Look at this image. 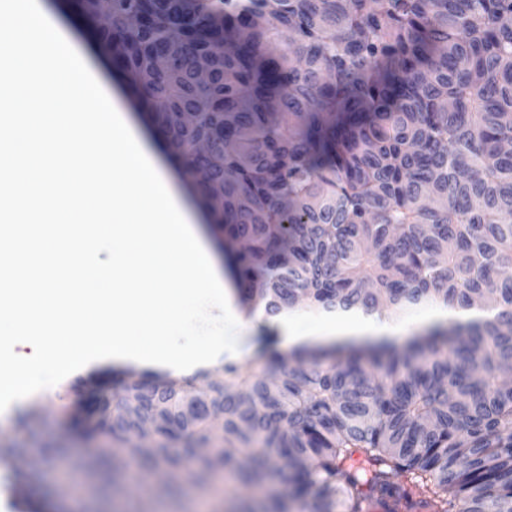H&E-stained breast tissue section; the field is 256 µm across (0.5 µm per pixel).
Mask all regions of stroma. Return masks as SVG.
Segmentation results:
<instances>
[{"label":"stroma","mask_w":512,"mask_h":512,"mask_svg":"<svg viewBox=\"0 0 512 512\" xmlns=\"http://www.w3.org/2000/svg\"><path fill=\"white\" fill-rule=\"evenodd\" d=\"M44 9L56 17L68 31L74 46L86 56L104 79L112 77V63L96 43L83 19L67 12L61 0H41ZM244 356L267 350L284 353L283 332L277 322L260 318L250 322L237 334ZM68 383L58 385L54 393H35L27 407L38 408V416L19 422L15 412H0V445L21 448L30 462L33 474V496L56 507L58 512H262L268 503L263 488H246L230 474L219 478L218 488H210L189 480L178 482L174 495L153 490L143 471L132 469L122 489L97 492L86 475L74 469V459L89 455L95 448L109 446L105 437L89 439L61 416L62 405L72 403ZM58 449L55 457L47 449Z\"/></svg>","instance_id":"1"}]
</instances>
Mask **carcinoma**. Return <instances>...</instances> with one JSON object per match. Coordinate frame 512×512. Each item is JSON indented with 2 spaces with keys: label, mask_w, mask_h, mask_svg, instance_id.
<instances>
[{
  "label": "carcinoma",
  "mask_w": 512,
  "mask_h": 512,
  "mask_svg": "<svg viewBox=\"0 0 512 512\" xmlns=\"http://www.w3.org/2000/svg\"><path fill=\"white\" fill-rule=\"evenodd\" d=\"M84 19L98 0H68ZM98 43L198 197L248 313L450 318L389 342L262 352L82 402L115 480L232 468L268 512H512V0H111ZM206 179L195 178L198 171ZM205 379L204 387L196 386ZM218 394L224 426L189 391ZM163 405L153 438L129 443ZM20 449L0 448L29 506ZM291 488L277 490L279 461Z\"/></svg>",
  "instance_id": "carcinoma-1"
}]
</instances>
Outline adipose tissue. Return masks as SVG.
Listing matches in <instances>:
<instances>
[{
	"label": "adipose tissue",
	"mask_w": 512,
	"mask_h": 512,
	"mask_svg": "<svg viewBox=\"0 0 512 512\" xmlns=\"http://www.w3.org/2000/svg\"><path fill=\"white\" fill-rule=\"evenodd\" d=\"M280 322L285 340L291 347L350 340L400 339L406 333L405 328L388 324L360 311L335 313L330 321L309 328L300 327L292 313L281 316Z\"/></svg>",
	"instance_id": "obj_1"
}]
</instances>
